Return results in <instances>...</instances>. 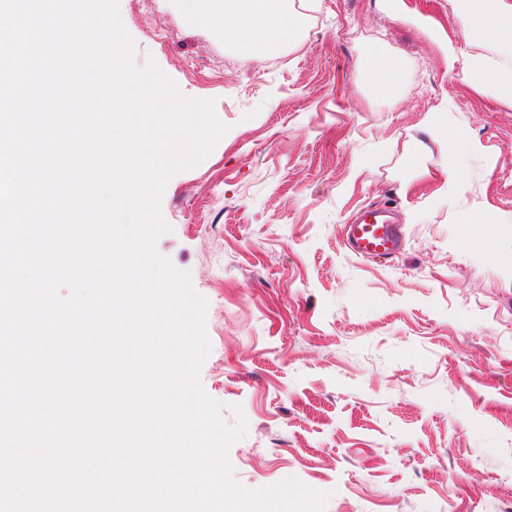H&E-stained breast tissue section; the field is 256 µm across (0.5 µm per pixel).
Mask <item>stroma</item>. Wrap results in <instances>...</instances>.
<instances>
[{
  "mask_svg": "<svg viewBox=\"0 0 512 512\" xmlns=\"http://www.w3.org/2000/svg\"><path fill=\"white\" fill-rule=\"evenodd\" d=\"M298 37L259 58L200 29L179 0H120L135 61L155 59L227 134L175 173L158 252L208 300L200 380L247 434L229 453L255 489L297 478L325 512H512V105L476 74L452 0H295ZM402 70L385 97L364 59ZM479 139L445 186L422 124ZM425 152L409 162L413 146ZM394 209L405 244L356 256L343 226Z\"/></svg>",
  "mask_w": 512,
  "mask_h": 512,
  "instance_id": "stroma-1",
  "label": "stroma"
}]
</instances>
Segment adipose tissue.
Returning a JSON list of instances; mask_svg holds the SVG:
<instances>
[{
  "label": "adipose tissue",
  "mask_w": 512,
  "mask_h": 512,
  "mask_svg": "<svg viewBox=\"0 0 512 512\" xmlns=\"http://www.w3.org/2000/svg\"><path fill=\"white\" fill-rule=\"evenodd\" d=\"M454 2L468 21L464 39L505 63L502 69L482 71L480 80L494 85L500 99L512 104V9H504L502 0ZM182 5L194 26L220 27L225 43L251 50L258 57L290 43L302 23V14L293 0H182ZM425 123L430 135L443 145L437 165L444 174L446 186L463 190L465 184L456 160L482 151L481 142L461 136L436 116H427Z\"/></svg>",
  "instance_id": "obj_1"
}]
</instances>
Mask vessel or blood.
<instances>
[{
    "label": "vessel or blood",
    "mask_w": 512,
    "mask_h": 512,
    "mask_svg": "<svg viewBox=\"0 0 512 512\" xmlns=\"http://www.w3.org/2000/svg\"><path fill=\"white\" fill-rule=\"evenodd\" d=\"M346 242L356 255L389 259L401 247L402 232L399 225L383 219L381 208L365 207L347 224Z\"/></svg>",
    "instance_id": "vessel-or-blood-1"
}]
</instances>
